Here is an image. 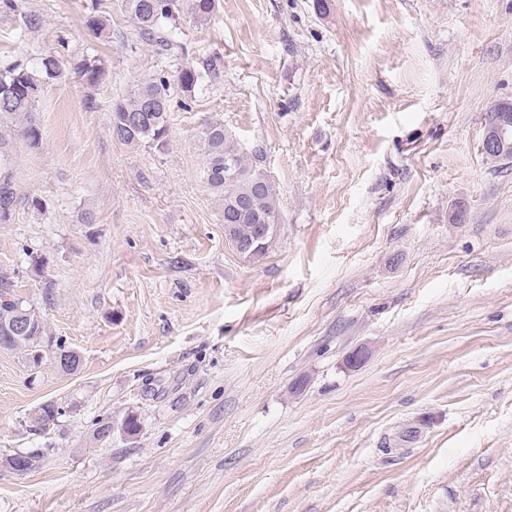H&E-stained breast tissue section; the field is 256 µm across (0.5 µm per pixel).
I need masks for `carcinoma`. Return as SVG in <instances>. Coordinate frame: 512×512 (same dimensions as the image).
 I'll list each match as a JSON object with an SVG mask.
<instances>
[{"label": "carcinoma", "instance_id": "1", "mask_svg": "<svg viewBox=\"0 0 512 512\" xmlns=\"http://www.w3.org/2000/svg\"><path fill=\"white\" fill-rule=\"evenodd\" d=\"M121 8L134 21L142 35L156 38L160 45L170 49L173 46L170 35L178 29L184 16L189 15L197 20L208 18L215 8V0H121ZM77 70L90 86L97 85L104 73L100 58L89 55L84 56ZM59 75L60 67L52 56L41 58L34 68L16 64L0 70V122L11 121L18 124L30 143H39L41 133L31 118V112L45 84ZM203 79L204 72L196 68L180 70L173 83L167 75L160 73L137 85L126 97L113 102L111 127L122 131L118 140L133 147L145 144L164 147L172 90L175 89L182 96L191 99ZM148 99L155 104V109L147 112L139 125H131V117L144 111V102ZM201 144L204 154L203 179L217 198L221 211L227 214L239 198L245 195L249 197V215L235 221L234 234L238 239L248 242L255 235L256 225L282 221L275 184L266 178L260 189H252L253 182L262 176L261 169L244 152L236 137L224 128L222 121L213 120L206 124L202 131ZM226 157L236 160L240 178H224ZM15 201V186L10 177L0 176L1 217L13 211ZM35 333L40 335V341L32 339L15 342L9 345V349L24 351L35 367L44 358L41 351L45 345L50 347L56 357L72 356V348L59 339L54 341L47 336L44 325L36 326ZM61 415L62 408L51 401L36 408L32 420L45 427L54 423Z\"/></svg>", "mask_w": 512, "mask_h": 512}]
</instances>
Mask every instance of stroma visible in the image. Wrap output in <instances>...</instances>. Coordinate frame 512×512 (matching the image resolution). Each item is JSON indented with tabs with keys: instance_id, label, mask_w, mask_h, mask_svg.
Listing matches in <instances>:
<instances>
[{
	"instance_id": "obj_1",
	"label": "stroma",
	"mask_w": 512,
	"mask_h": 512,
	"mask_svg": "<svg viewBox=\"0 0 512 512\" xmlns=\"http://www.w3.org/2000/svg\"><path fill=\"white\" fill-rule=\"evenodd\" d=\"M16 3L0 68L62 75L38 144L0 129V274L82 366L0 349V456L44 454L0 512H512V159L481 150L512 0H216L167 52L119 0ZM203 66L164 148L113 136L114 100ZM212 118L277 187L256 262L202 179Z\"/></svg>"
}]
</instances>
